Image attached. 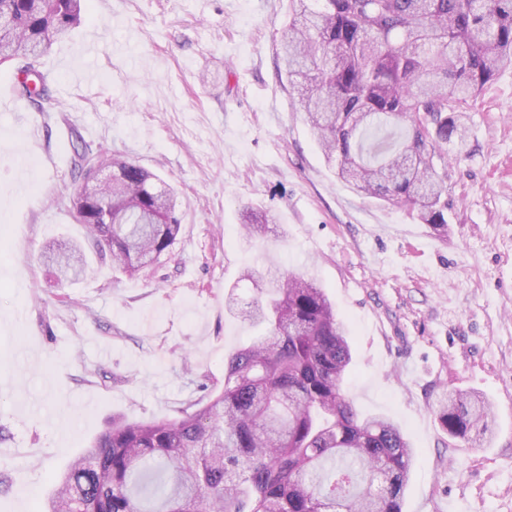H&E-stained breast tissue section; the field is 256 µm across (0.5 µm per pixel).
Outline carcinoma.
<instances>
[{"instance_id": "obj_1", "label": "carcinoma", "mask_w": 512, "mask_h": 512, "mask_svg": "<svg viewBox=\"0 0 512 512\" xmlns=\"http://www.w3.org/2000/svg\"><path fill=\"white\" fill-rule=\"evenodd\" d=\"M88 0H0V64L40 61L79 26ZM283 70L329 166L357 191L434 229L448 224V190L435 167L468 151L461 107L512 67V0H291L280 36ZM41 88L19 95L53 112ZM74 171L94 164L117 178L74 200L77 223L128 276L170 253L176 197L120 155L73 143ZM45 257L69 282L85 272L77 249ZM259 293L224 309L263 334L224 362V387L173 419L114 421L75 458L42 512H403L415 450L403 428L360 411L342 386L352 364L344 322L302 272L248 269ZM491 404L475 391L440 401L448 435L489 431Z\"/></svg>"}]
</instances>
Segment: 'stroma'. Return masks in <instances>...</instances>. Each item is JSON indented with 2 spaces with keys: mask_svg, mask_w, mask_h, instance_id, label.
I'll return each mask as SVG.
<instances>
[{
  "mask_svg": "<svg viewBox=\"0 0 512 512\" xmlns=\"http://www.w3.org/2000/svg\"><path fill=\"white\" fill-rule=\"evenodd\" d=\"M288 18L289 0H90L41 59L59 110L0 106V512H40L112 421L172 419L222 388L258 334L224 311L256 296L248 267L308 273L335 303L346 394L413 441L404 512H512V67L464 106L469 154L438 166L441 236L328 166L277 74ZM77 135L157 173L181 228L136 277L96 263L61 288L41 253L86 234ZM250 209L263 236L243 231ZM458 390L491 403L482 445L437 419Z\"/></svg>",
  "mask_w": 512,
  "mask_h": 512,
  "instance_id": "stroma-1",
  "label": "stroma"
}]
</instances>
